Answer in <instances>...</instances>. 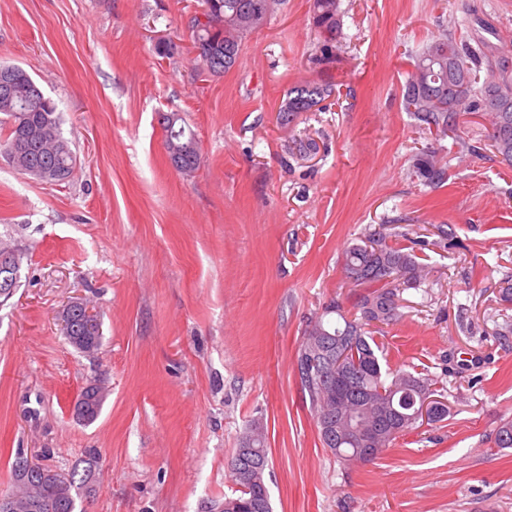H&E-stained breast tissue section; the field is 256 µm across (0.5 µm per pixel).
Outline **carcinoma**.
Here are the masks:
<instances>
[{
  "label": "carcinoma",
  "mask_w": 512,
  "mask_h": 512,
  "mask_svg": "<svg viewBox=\"0 0 512 512\" xmlns=\"http://www.w3.org/2000/svg\"><path fill=\"white\" fill-rule=\"evenodd\" d=\"M283 0H203L208 5L206 22L194 20L193 49L196 64L208 74L221 75L240 60L243 41L267 23L268 5L278 8ZM313 25L324 37V52L335 46L340 33L339 0H313ZM487 72L477 78L481 61L459 43L455 34L443 30L423 45L415 56L414 71L403 90L402 104L424 129L439 137L456 129V112L465 107L492 115L490 147L502 161L512 164V74L506 67L486 62ZM14 96L0 95V115L7 134L0 148L12 166L22 174L43 179L54 174L67 179L74 168L75 155L60 128L57 107L36 81L22 69L13 74ZM332 94L329 84L306 82L288 90L279 109L280 120L287 125L302 112H311ZM177 113L163 116L166 148L172 165L192 172L200 160L194 133L179 124ZM426 186H436L445 179V171L434 155L421 153L414 164ZM346 277L365 292L357 302L360 317L349 319L336 304L325 314L335 313L341 322L317 318L305 332L296 356L301 388L307 394L316 417L320 441L341 461L370 462L384 453L401 433L413 429L412 402L420 393L430 392L428 382L408 371H385L376 353L377 343L366 327L387 325L401 317L398 293L420 284L421 270L416 256L387 243V236L374 232L351 245L344 254ZM322 329L334 336H349L351 342L342 366L354 377L355 386L346 402L330 406L323 401L319 378L306 368L310 336ZM68 342L87 356L97 354L102 332L87 338L82 318L76 316L70 330L64 331ZM255 454L268 458L263 436L250 431L241 443ZM372 448L364 454L363 449ZM268 463L251 466L233 456L230 476L237 486L234 496L224 499V512H273L265 481ZM12 498V512H74L71 480L57 474L41 479L17 480L6 492Z\"/></svg>",
  "instance_id": "cac0c4a2"
}]
</instances>
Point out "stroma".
I'll return each mask as SVG.
<instances>
[{
  "label": "stroma",
  "mask_w": 512,
  "mask_h": 512,
  "mask_svg": "<svg viewBox=\"0 0 512 512\" xmlns=\"http://www.w3.org/2000/svg\"><path fill=\"white\" fill-rule=\"evenodd\" d=\"M312 4L285 0L218 77L194 61L202 0H0V64L40 83L77 157L42 182L0 155V240L25 254L0 305V491L21 453L73 476L74 512H223L258 427L273 512H512V448L495 440L512 420V165L487 113L438 140L402 106L441 30L512 62V0H340L330 56ZM305 81L331 96L282 125ZM171 112L199 144L189 173L168 159ZM301 138L316 148L292 156ZM424 150L446 168L439 187L414 172ZM381 229L425 276L376 335L379 358L427 379L448 415L346 464L294 364L330 303L355 315L344 252ZM73 301L101 323L94 356L62 332ZM93 381L107 395L83 423Z\"/></svg>",
  "instance_id": "stroma-1"
}]
</instances>
